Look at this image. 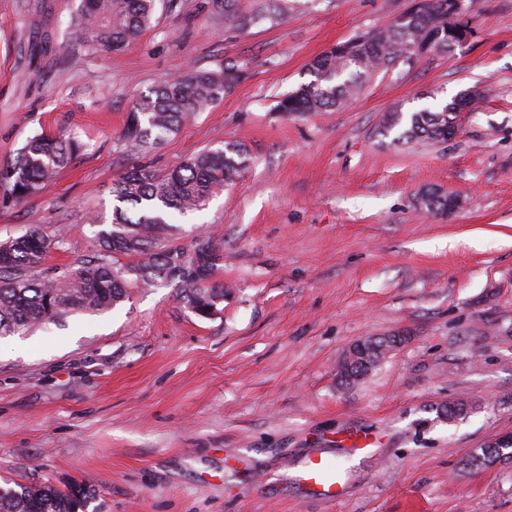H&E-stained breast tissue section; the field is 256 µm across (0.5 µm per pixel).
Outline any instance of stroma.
<instances>
[{"label":"stroma","instance_id":"stroma-1","mask_svg":"<svg viewBox=\"0 0 512 512\" xmlns=\"http://www.w3.org/2000/svg\"><path fill=\"white\" fill-rule=\"evenodd\" d=\"M78 3L0 0V164L41 131L86 145L26 203L0 202V242L60 229L47 264L73 266L93 256L90 218L111 217L112 184L132 167L166 172L227 142L250 164L171 218V244L202 234L221 247V314L132 287L110 311L37 328L26 348L0 339V478L83 486L97 512H512V463L464 465L512 432V0H477L462 46L297 118L277 105L312 61L410 0H290L282 21L244 32L176 0L117 52L78 44ZM228 60L247 64L232 94L150 152L121 149L141 95ZM473 87L448 141L378 133L384 112ZM429 189L461 207L428 212ZM395 332L405 343L341 387L343 350ZM461 399L470 412L446 420ZM310 456L335 466L336 500L300 482Z\"/></svg>","mask_w":512,"mask_h":512}]
</instances>
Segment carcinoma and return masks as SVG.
Wrapping results in <instances>:
<instances>
[{"label": "carcinoma", "instance_id": "cac0c4a2", "mask_svg": "<svg viewBox=\"0 0 512 512\" xmlns=\"http://www.w3.org/2000/svg\"><path fill=\"white\" fill-rule=\"evenodd\" d=\"M158 0H80L70 17L77 40L92 51H119L132 44L154 19ZM235 0H205V8L244 31L263 22L272 24L288 11V0H266L260 10L240 11ZM461 3L463 12L475 0H421L408 20L390 21L356 34L313 60L314 80L285 95L279 109L286 115L332 112L357 95L365 80L389 71L397 61L414 59L410 48L428 44L431 52H448L454 34L448 29V6ZM245 65L226 61L216 69H197L167 78L140 97L128 112L122 131L124 144L136 151L153 148L163 135L176 133L184 122L220 102L244 79ZM458 113L448 101L406 116L400 110L384 113L379 131L392 143L446 141L454 133ZM74 138L37 134L15 157L0 166V200L15 205L38 193L80 151ZM246 147L226 143L208 148L180 166L159 173L136 166L112 184L119 205L112 218L94 216L102 226L95 256L66 270L45 269L50 251L63 236L32 228L0 242V337L27 335L48 321L71 313L106 312L127 298L131 283L151 287L167 283L180 302L192 310L217 308L224 303V284L214 281L223 261L222 250L200 237L192 248L168 243L172 212L203 209L215 190L238 179L248 165ZM430 212L448 211L445 195L428 190L421 196ZM91 493L81 486L66 491L39 486L0 484V512H80Z\"/></svg>", "mask_w": 512, "mask_h": 512}]
</instances>
